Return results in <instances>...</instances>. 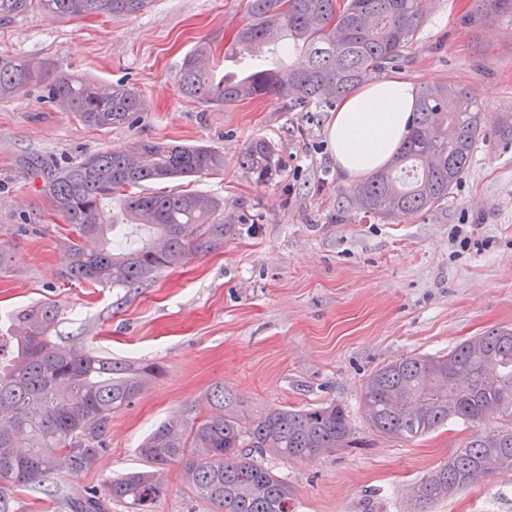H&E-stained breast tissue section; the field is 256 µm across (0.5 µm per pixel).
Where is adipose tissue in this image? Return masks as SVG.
I'll list each match as a JSON object with an SVG mask.
<instances>
[{
	"instance_id": "1",
	"label": "adipose tissue",
	"mask_w": 512,
	"mask_h": 512,
	"mask_svg": "<svg viewBox=\"0 0 512 512\" xmlns=\"http://www.w3.org/2000/svg\"><path fill=\"white\" fill-rule=\"evenodd\" d=\"M417 96L413 82L396 76L366 82L341 99L328 127L337 170L358 179L387 166L410 130Z\"/></svg>"
}]
</instances>
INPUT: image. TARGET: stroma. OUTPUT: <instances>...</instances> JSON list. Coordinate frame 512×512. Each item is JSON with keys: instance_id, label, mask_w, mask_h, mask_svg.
Instances as JSON below:
<instances>
[{"instance_id": "1", "label": "stroma", "mask_w": 512, "mask_h": 512, "mask_svg": "<svg viewBox=\"0 0 512 512\" xmlns=\"http://www.w3.org/2000/svg\"><path fill=\"white\" fill-rule=\"evenodd\" d=\"M476 0H431L426 22L393 74L416 86L448 84L475 98L487 138L438 209L389 222L348 209L351 186L327 139L331 107L246 100L216 109L185 98L180 61L197 43L225 56L247 19V0H152L109 20L17 16L0 26V55L51 62L95 80L125 82L145 109L132 123L94 130L60 111L32 84L0 101V334L13 311L42 300L60 307L57 344L79 345L164 374L112 415L107 450L90 471L59 465L53 497L16 493L20 512H67L66 495L145 468L137 448L185 404L224 383L247 413L336 402L366 442L305 461L264 458L284 478L295 512H512V474L416 506L412 489L470 430L457 421L413 441L368 432L361 399L368 376L410 354L444 355L471 336L512 328V23L466 24ZM274 142L281 170L266 184L237 166L244 145ZM135 139L198 143L223 168L192 182L224 203L238 233L223 248L189 255L139 288H90L64 279L61 220L32 163L64 167ZM153 512H214L194 498L180 467Z\"/></svg>"}]
</instances>
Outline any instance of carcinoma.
Masks as SVG:
<instances>
[{
	"mask_svg": "<svg viewBox=\"0 0 512 512\" xmlns=\"http://www.w3.org/2000/svg\"><path fill=\"white\" fill-rule=\"evenodd\" d=\"M146 0H0V25L38 13L59 19L134 14ZM427 0H248V21L225 53L254 61L262 49L298 54V66L256 62L241 78L217 76L216 51L199 44L182 58L178 86L216 108L276 97L332 105L369 74L393 67L426 21ZM477 15L512 21V0H478ZM40 84L61 111L94 129L132 122L142 110L136 90L64 73L42 61L0 56V99ZM485 137L477 101L446 84L421 88L400 152L348 191L350 206L380 220L427 212L448 202L475 144ZM239 168L264 183L280 171L276 145L250 140ZM224 167L205 144L135 140L121 151L86 154L45 176L44 191L65 223V277L90 288H138L180 265L192 251L224 246L237 234L224 202L182 185ZM171 184L149 190L148 184ZM120 202L119 210L111 209ZM59 308L37 303L12 313L0 338V512H15L14 492L52 494L56 459L75 474L106 450L112 413L130 405L163 375L153 362L117 360L51 340ZM367 428L411 441L452 420L501 423L472 435L414 489L432 503L492 474L512 472V328L474 336L441 356L414 354L375 370L362 395ZM345 409L271 407L256 415L215 384L157 426L138 448L152 469L113 478L104 490L68 500L69 512H108L120 501L150 512L167 493L163 472L181 467L192 494L216 512H293L288 483L262 463L266 455L302 461L359 448Z\"/></svg>",
	"mask_w": 512,
	"mask_h": 512,
	"instance_id": "carcinoma-1",
	"label": "carcinoma"
}]
</instances>
